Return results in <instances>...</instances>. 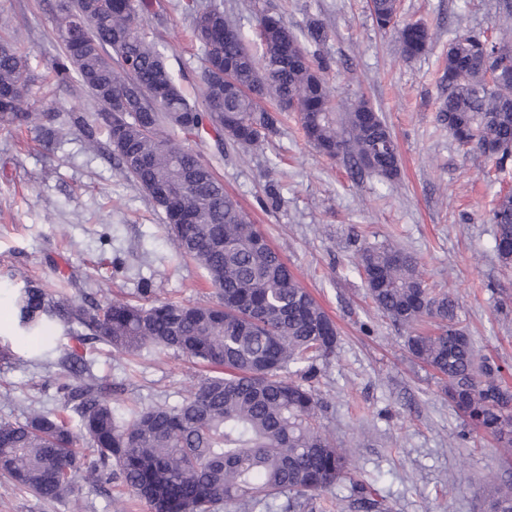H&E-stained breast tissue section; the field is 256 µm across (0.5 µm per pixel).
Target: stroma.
Segmentation results:
<instances>
[{"label": "stroma", "instance_id": "obj_1", "mask_svg": "<svg viewBox=\"0 0 512 512\" xmlns=\"http://www.w3.org/2000/svg\"><path fill=\"white\" fill-rule=\"evenodd\" d=\"M224 10L247 42L257 16L283 17L297 34L322 22L317 51L329 64L337 101L365 95L382 113L397 146L400 175L352 176L345 163L318 154L303 139L296 113L259 149L213 142L196 149L250 220L266 234L300 285L337 328L336 352L317 361L313 385L324 433L351 452L352 475L298 507L280 497L278 512H366L360 487H374L384 512H484L491 482L512 481V453L489 436L470 434L435 372L407 352L409 330L377 310L358 270L366 246H390L417 257L422 278L454 294L460 325L480 355L512 381V267L494 250L492 201L512 191L479 153H461L437 120L448 44L465 29L495 27V0H397L400 22L424 24L428 51L406 57L396 35L379 30L369 0H198ZM163 15L143 28L190 103L202 102V50L190 38L185 0H161ZM54 0H0V37L27 57L36 107L63 117L91 116L98 106L77 82L57 81L62 51ZM46 149L35 126L0 128V335L12 360H0V421L23 419L30 407L59 406L62 379L53 359H37L35 341L15 335L13 297L25 279L69 280L82 300L145 298L206 303L211 290L193 260L178 261L163 214L123 173L105 133L88 142L73 125ZM281 202L271 207L268 187ZM84 356L112 383L120 410L176 405L206 369L178 354L130 357L96 342ZM120 486L100 493L79 476L63 502L0 481V512H148L129 505Z\"/></svg>", "mask_w": 512, "mask_h": 512}]
</instances>
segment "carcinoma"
<instances>
[{
	"label": "carcinoma",
	"instance_id": "carcinoma-1",
	"mask_svg": "<svg viewBox=\"0 0 512 512\" xmlns=\"http://www.w3.org/2000/svg\"><path fill=\"white\" fill-rule=\"evenodd\" d=\"M158 6L157 0H122L106 11L95 0H70L71 11L83 17L74 26L58 0L64 53L52 67L98 103L94 123L76 117L74 125L90 142L97 130L107 132L117 164L162 211L178 255L204 269L215 301L75 302L25 282L15 302L18 329L41 336L62 327L76 345L59 362L66 379L60 407H32L22 422H0V475L48 501L69 497L84 469L96 482L121 481L150 512H218L231 501L244 512H272L281 495L324 492L348 474L349 452L322 431L309 385L314 361L335 354L336 325L200 153L171 133L211 132L219 147L226 140L257 147L277 133L280 113L291 110L318 153L342 160L357 175L369 171L392 180L399 158L370 101L360 96L346 107L333 103L324 78L328 64L310 50L325 38L321 26L310 27L303 40L264 13L254 53L224 11L201 10L187 0L203 64L219 61L235 81L226 84L204 70L199 108L141 31L144 19L158 16ZM496 11V37L470 30L448 44L438 120L458 146L477 149L504 173L512 165V0H497ZM372 13L381 29L397 32L407 56L428 51V28L399 25L396 0H373ZM30 82L26 59L13 43L0 41V127L53 124L56 114L32 112L15 96ZM243 86L256 95L239 92ZM268 99L277 107H267ZM177 178L181 192L160 196ZM491 220L495 252L511 266V193L497 198ZM359 271L372 302L395 323H436L432 333L407 337L408 351L446 379L445 391L465 425L512 448V386L457 327L455 299L435 292L420 278L417 258L394 247L362 249ZM93 342L129 355L181 353L212 374L177 405L120 412L111 403L112 383L96 376L83 355ZM292 371L301 381L284 377ZM488 508L512 512V482L491 485Z\"/></svg>",
	"mask_w": 512,
	"mask_h": 512
}]
</instances>
